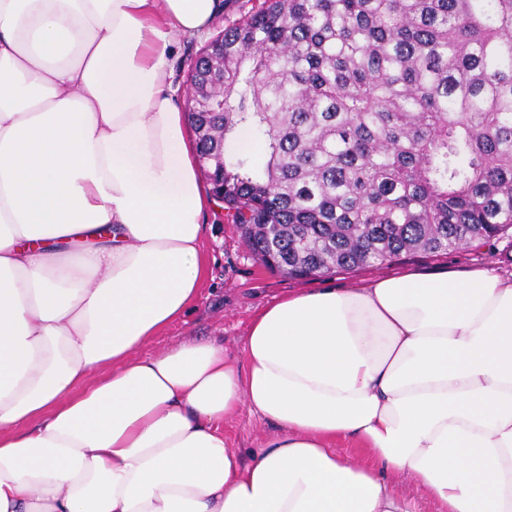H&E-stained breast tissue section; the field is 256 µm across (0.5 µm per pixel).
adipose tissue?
<instances>
[{
  "mask_svg": "<svg viewBox=\"0 0 512 512\" xmlns=\"http://www.w3.org/2000/svg\"><path fill=\"white\" fill-rule=\"evenodd\" d=\"M218 9L0 0V512H512V273L284 296L241 367L139 356L206 276L171 54ZM243 405L279 429L247 460Z\"/></svg>",
  "mask_w": 512,
  "mask_h": 512,
  "instance_id": "adipose-tissue-1",
  "label": "adipose tissue"
}]
</instances>
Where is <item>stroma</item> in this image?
<instances>
[{
	"instance_id": "1",
	"label": "stroma",
	"mask_w": 512,
	"mask_h": 512,
	"mask_svg": "<svg viewBox=\"0 0 512 512\" xmlns=\"http://www.w3.org/2000/svg\"><path fill=\"white\" fill-rule=\"evenodd\" d=\"M223 2V12L217 14L207 30L192 37L177 36L172 46L171 94L179 107L187 105L186 80L196 55L229 21L239 18L246 0ZM201 221L206 226L208 275L200 295L183 317L145 346V353L157 352L187 338H220L228 354L241 357V344L254 315L291 292L326 286L352 288L381 277L442 268L499 274L512 271V238L506 237L448 254L422 252L402 256L382 267H363L316 279H293L270 272L255 260L236 225L227 221L221 203H212ZM276 432L273 423L258 419L245 407L224 424V435L230 448L245 458Z\"/></svg>"
}]
</instances>
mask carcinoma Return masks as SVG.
Returning <instances> with one entry per match:
<instances>
[{
    "instance_id": "obj_1",
    "label": "carcinoma",
    "mask_w": 512,
    "mask_h": 512,
    "mask_svg": "<svg viewBox=\"0 0 512 512\" xmlns=\"http://www.w3.org/2000/svg\"><path fill=\"white\" fill-rule=\"evenodd\" d=\"M189 116L226 217L293 278L512 230V0H262ZM248 130L260 150L229 152Z\"/></svg>"
}]
</instances>
